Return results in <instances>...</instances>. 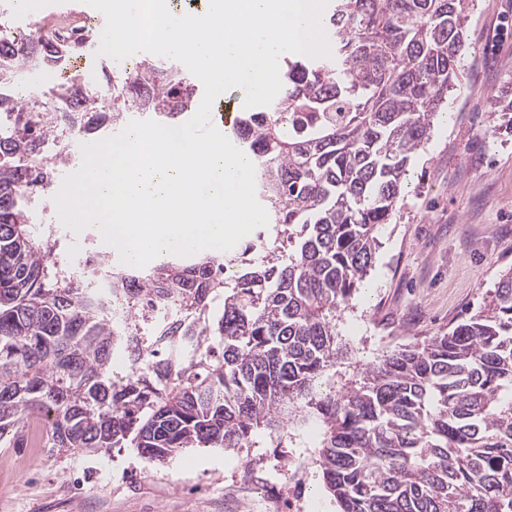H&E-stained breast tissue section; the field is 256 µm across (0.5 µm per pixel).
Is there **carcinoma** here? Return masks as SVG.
<instances>
[{"mask_svg":"<svg viewBox=\"0 0 512 512\" xmlns=\"http://www.w3.org/2000/svg\"><path fill=\"white\" fill-rule=\"evenodd\" d=\"M469 19L468 0H332V58L286 60L279 98L231 132L274 235L148 269L100 257L94 282L126 298L121 322L101 289L64 283L20 200L43 181L28 159L55 115L1 98L23 116L0 131V440L39 422L60 451L164 464L187 448H304L312 420L337 512H512L511 271L468 320L317 389L343 358L336 318L457 86ZM43 44L16 57L0 43V86L74 53ZM51 94L77 104L69 120L90 138L133 113L182 124L197 106L179 67L150 59L112 76L105 110L76 76ZM159 303L180 311L174 326H147Z\"/></svg>","mask_w":512,"mask_h":512,"instance_id":"carcinoma-1","label":"carcinoma"}]
</instances>
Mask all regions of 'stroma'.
Segmentation results:
<instances>
[{
	"label": "stroma",
	"instance_id": "1",
	"mask_svg": "<svg viewBox=\"0 0 512 512\" xmlns=\"http://www.w3.org/2000/svg\"><path fill=\"white\" fill-rule=\"evenodd\" d=\"M466 41L448 109L412 158L370 274L336 322V383L389 347L448 331L512 269V127L496 110L512 100V0H475ZM285 454L190 448L151 465L126 450L35 456L27 441L0 442V512H262L238 475L246 459L269 469Z\"/></svg>",
	"mask_w": 512,
	"mask_h": 512
}]
</instances>
